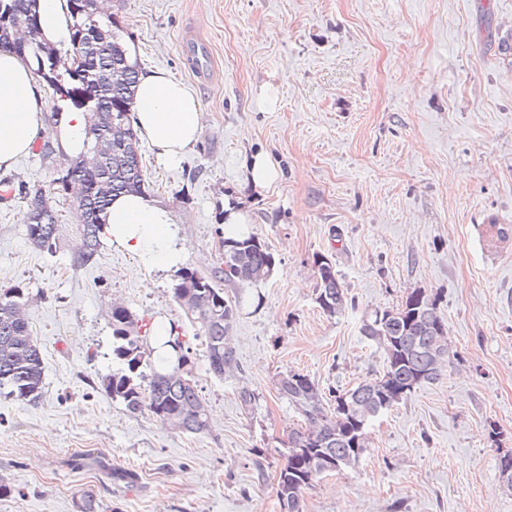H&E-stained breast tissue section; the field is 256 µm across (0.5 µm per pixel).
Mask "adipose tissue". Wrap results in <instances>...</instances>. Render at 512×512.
Listing matches in <instances>:
<instances>
[{"label": "adipose tissue", "mask_w": 512, "mask_h": 512, "mask_svg": "<svg viewBox=\"0 0 512 512\" xmlns=\"http://www.w3.org/2000/svg\"><path fill=\"white\" fill-rule=\"evenodd\" d=\"M133 126L158 159L176 164L201 132V104L182 81L161 71L139 79ZM46 105L37 93L31 68L0 50V167L29 153L45 121ZM104 236L134 252L146 266H175L182 260L168 211L139 194L116 197L108 208Z\"/></svg>", "instance_id": "obj_1"}]
</instances>
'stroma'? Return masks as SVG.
Returning a JSON list of instances; mask_svg holds the SVG:
<instances>
[{"label":"stroma","mask_w":512,"mask_h":512,"mask_svg":"<svg viewBox=\"0 0 512 512\" xmlns=\"http://www.w3.org/2000/svg\"><path fill=\"white\" fill-rule=\"evenodd\" d=\"M109 2L142 72L167 71L201 102V135L176 167L140 145L183 264L219 265L216 211L229 195L276 268L243 289L237 363L220 378L171 297L172 268L108 242L73 264V212L50 255L24 235L26 203H0V285L26 287L45 365L37 402L0 398L11 487L0 512H77L86 493L99 512H280L283 442L302 418L279 378L305 374L325 393L376 377L384 355L362 323L415 288L447 319L449 367L373 420L359 460L320 476L302 510L512 512L498 470L512 451V59L499 53L512 0ZM189 32L211 48L209 82L190 73ZM258 152L278 171L267 189L245 170ZM491 224L507 237L491 241ZM318 255L347 293L332 317L316 303ZM116 301L182 323L208 432L129 413L97 389L112 370Z\"/></svg>","instance_id":"obj_1"}]
</instances>
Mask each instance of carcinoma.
I'll return each instance as SVG.
<instances>
[{
    "label": "carcinoma",
    "instance_id": "carcinoma-1",
    "mask_svg": "<svg viewBox=\"0 0 512 512\" xmlns=\"http://www.w3.org/2000/svg\"><path fill=\"white\" fill-rule=\"evenodd\" d=\"M70 17L69 38L48 42L41 32L37 0H0V48L21 60L33 61L32 73L51 91L53 112L40 132L38 159L51 171L47 184H16L0 179V191H12L26 200V239L51 255L61 247L58 203L67 201L70 189L80 190V225L74 261L86 265L101 247L108 206L115 197L146 193L137 133L131 113L139 70L126 55L122 36L110 15L98 10L97 0H63ZM17 18L28 21L24 34L13 29ZM115 77L97 79L103 71ZM66 101L86 112L83 150L64 152L58 141ZM100 138L109 141L105 163L89 171L81 158ZM222 265L206 275L181 266L171 286L176 303L188 306L185 316L196 327L211 372L224 376L236 364L231 329L239 312L237 288L268 279L275 270L269 246L254 232L224 239ZM317 275L316 303L332 317L347 305L333 263L314 258ZM232 292H226V288ZM29 294L19 285L0 286V397L34 402L44 385V361L27 318ZM447 320L437 300L421 289L407 293L401 307L375 312L362 326V334L383 350V373L344 392H334L325 407L319 387L308 376L289 373L279 378L277 392L302 416L303 424L288 433L285 462L280 468L276 497L281 512H300L303 493L326 472L358 460L366 448V430L380 413L390 409L421 383H433L450 361ZM112 360L116 368L100 377L104 392L135 414L149 412L181 432L197 435L209 427L207 404L190 372L176 366L158 367L151 361L149 329L127 306L112 305Z\"/></svg>",
    "mask_w": 512,
    "mask_h": 512
}]
</instances>
